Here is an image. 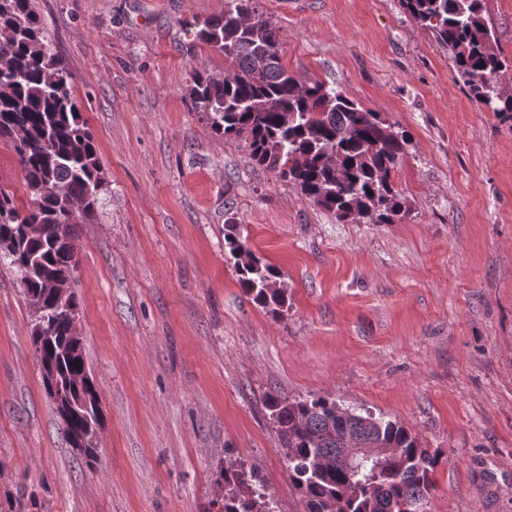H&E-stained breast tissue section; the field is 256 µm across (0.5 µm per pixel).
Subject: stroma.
Returning <instances> with one entry per match:
<instances>
[{
    "label": "stroma",
    "mask_w": 512,
    "mask_h": 512,
    "mask_svg": "<svg viewBox=\"0 0 512 512\" xmlns=\"http://www.w3.org/2000/svg\"><path fill=\"white\" fill-rule=\"evenodd\" d=\"M225 0H34L109 185L78 227L75 292L101 396L99 456L64 440L0 264V512H209L225 466L306 512L264 402L399 421L441 457L428 512H512V126L470 95L399 0H259L281 61L407 130L410 214L342 222L192 109L224 55L185 20ZM275 265L276 317L224 255V220Z\"/></svg>",
    "instance_id": "obj_1"
}]
</instances>
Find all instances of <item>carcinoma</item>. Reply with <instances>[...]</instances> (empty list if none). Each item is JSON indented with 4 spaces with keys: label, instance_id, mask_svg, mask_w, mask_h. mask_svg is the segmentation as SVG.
<instances>
[{
    "label": "carcinoma",
    "instance_id": "obj_1",
    "mask_svg": "<svg viewBox=\"0 0 512 512\" xmlns=\"http://www.w3.org/2000/svg\"><path fill=\"white\" fill-rule=\"evenodd\" d=\"M34 0H0V143L13 149L31 194L21 208L0 188V250L20 275L24 294L39 299L42 313L31 320L30 337L39 362L54 374L43 388L64 390L72 414L63 421L68 443L102 418L84 409L97 386H78L87 368L70 351L75 292L63 300L50 285L75 278V227L95 221L108 183L100 172L97 147L86 119L71 97L70 74L53 52ZM405 12L428 30L448 55L470 93L497 120L512 126V94L501 82L512 60L498 50L494 23L484 0H400ZM185 34L224 53L228 67L217 77L194 71L189 98L213 134L248 144L253 164L276 172L340 221L393 224L408 214L393 173L406 154L407 131L381 113L365 109L337 88L302 81L281 63L278 30L255 0H227L224 13L189 22ZM224 246L243 291L272 315H283L288 293L280 270L258 257L225 221ZM288 471L307 512H425L430 474L439 452L396 420L370 412L340 414L336 400L319 396L267 402ZM391 449L385 459L338 462L345 438ZM230 496L224 512H277L264 486L241 465L220 474Z\"/></svg>",
    "mask_w": 512,
    "mask_h": 512
}]
</instances>
